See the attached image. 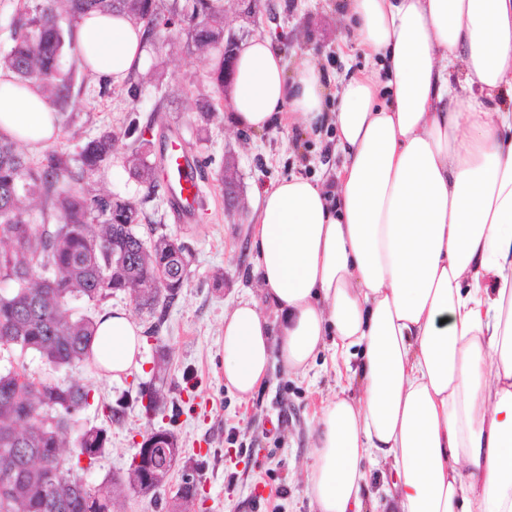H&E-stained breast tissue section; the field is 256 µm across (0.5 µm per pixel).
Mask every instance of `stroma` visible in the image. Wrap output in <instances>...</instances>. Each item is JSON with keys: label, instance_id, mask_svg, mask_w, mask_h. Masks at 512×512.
I'll list each match as a JSON object with an SVG mask.
<instances>
[{"label": "stroma", "instance_id": "stroma-1", "mask_svg": "<svg viewBox=\"0 0 512 512\" xmlns=\"http://www.w3.org/2000/svg\"><path fill=\"white\" fill-rule=\"evenodd\" d=\"M224 32L245 40L268 35L289 69L312 62L330 81L325 85V108L338 109L341 89L351 74L371 68L370 60L350 51L353 20L345 0H261L256 12L244 13L237 0H222ZM63 64L75 68L67 109L77 114L74 126L61 129L56 149L78 154L104 130L136 118L138 133L148 142L150 158L164 167L171 142H181L201 188L191 214L173 203L167 186L148 194L132 175L127 150L110 163L98 188L134 201L156 222L159 232L176 239L193 255L188 278L178 299L167 311L158 333L149 334L151 317L118 292L105 305H78L81 313L98 315L102 308L125 311L144 330L142 362L120 379L103 375L97 365L50 369L36 358L27 364L38 375L76 380L89 385L93 405L82 410V424L106 428L110 443L96 466L82 472L83 481L99 484L123 472L137 452L143 433L151 428L175 434L202 477L199 512H314L307 489L314 413L321 402L337 393L331 366L316 364L308 375L270 369L265 383L248 401L224 384V308L242 298L263 305L256 272L258 249L252 226L257 214L258 190L301 176L334 185L345 161L336 147L332 123L306 128L277 123L253 131L237 127L230 117L209 123L198 121L196 101H219L211 68L192 45L186 25L167 31L164 42L147 44L139 76L159 71L161 89L130 82L104 85L76 69V57L66 52ZM234 155L240 189L246 202L242 215L224 212L220 175L226 155ZM165 356L167 371L162 391L165 408L147 417L137 401L139 386L152 378L153 362ZM117 408L110 418L109 408Z\"/></svg>", "mask_w": 512, "mask_h": 512}]
</instances>
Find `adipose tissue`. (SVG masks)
Wrapping results in <instances>:
<instances>
[{
	"instance_id": "1",
	"label": "adipose tissue",
	"mask_w": 512,
	"mask_h": 512,
	"mask_svg": "<svg viewBox=\"0 0 512 512\" xmlns=\"http://www.w3.org/2000/svg\"><path fill=\"white\" fill-rule=\"evenodd\" d=\"M354 50L374 63L325 114V78L268 36L236 51L226 107L260 131L328 117L345 163L329 189L260 190L255 301L224 313V383L248 398L272 358L304 374L328 352L341 390L316 417L317 512H361L365 464L391 462L393 512H512V0H348ZM78 64L118 84L142 27L92 10ZM39 150L59 127L37 84L0 72V135ZM93 352L120 378L142 338L126 312L96 318ZM359 386V397L345 395Z\"/></svg>"
}]
</instances>
